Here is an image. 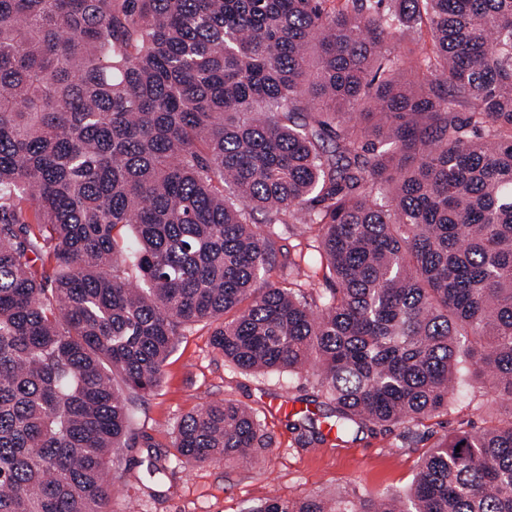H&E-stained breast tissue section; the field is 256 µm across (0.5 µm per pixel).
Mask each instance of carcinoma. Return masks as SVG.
Listing matches in <instances>:
<instances>
[{
  "label": "carcinoma",
  "mask_w": 512,
  "mask_h": 512,
  "mask_svg": "<svg viewBox=\"0 0 512 512\" xmlns=\"http://www.w3.org/2000/svg\"><path fill=\"white\" fill-rule=\"evenodd\" d=\"M280 224L305 249L258 291ZM201 321L241 370L315 362L338 438L509 401L404 494L259 512H512V0H0V512H111ZM269 447L203 404L150 471Z\"/></svg>",
  "instance_id": "obj_1"
}]
</instances>
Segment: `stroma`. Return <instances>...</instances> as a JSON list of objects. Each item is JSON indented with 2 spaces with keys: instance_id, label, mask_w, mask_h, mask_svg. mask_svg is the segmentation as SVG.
<instances>
[{
  "instance_id": "35a3bbf8",
  "label": "stroma",
  "mask_w": 512,
  "mask_h": 512,
  "mask_svg": "<svg viewBox=\"0 0 512 512\" xmlns=\"http://www.w3.org/2000/svg\"><path fill=\"white\" fill-rule=\"evenodd\" d=\"M212 331V325L201 322L180 336L159 386L138 407V428L166 451L178 423L198 403L231 400L259 416L270 448L247 463L180 459L158 479L147 470V448L124 449L112 512H250L272 500L402 492L437 438L467 425L483 427L498 404L494 393L464 386L447 414L427 420L428 431L420 437L406 440L397 428H367L332 442L303 445L292 417L269 414L266 404L287 396L316 415L329 413L314 375L241 371L214 349Z\"/></svg>"
}]
</instances>
